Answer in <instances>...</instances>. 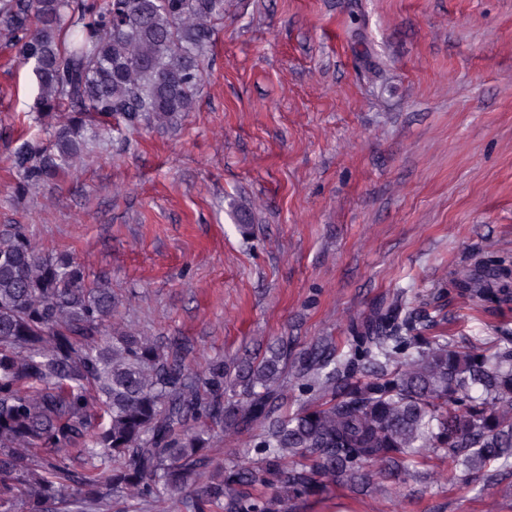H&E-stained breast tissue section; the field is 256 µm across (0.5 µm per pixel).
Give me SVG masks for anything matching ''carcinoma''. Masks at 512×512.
Instances as JSON below:
<instances>
[{
    "label": "carcinoma",
    "mask_w": 512,
    "mask_h": 512,
    "mask_svg": "<svg viewBox=\"0 0 512 512\" xmlns=\"http://www.w3.org/2000/svg\"><path fill=\"white\" fill-rule=\"evenodd\" d=\"M224 0H0V37L37 80V122L69 113L52 147L22 140L23 191L71 172L102 127L171 125L193 109L212 21ZM495 287L459 278L460 296L512 301V270ZM115 300L67 253L42 254L20 224L0 236V512H112L123 500L184 497L187 512H303L341 482L401 478L429 451L467 476L512 471V336L493 353L423 335L404 292L300 352L282 340L230 368L193 370L184 339L112 328ZM293 381L308 394L280 400ZM260 459L227 465L214 439L252 426ZM272 493L261 496L257 487Z\"/></svg>",
    "instance_id": "1"
}]
</instances>
